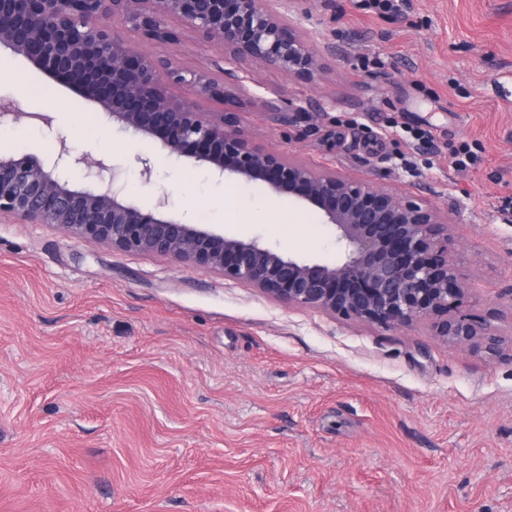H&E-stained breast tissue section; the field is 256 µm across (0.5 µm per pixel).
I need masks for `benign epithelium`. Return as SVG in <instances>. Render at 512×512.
Instances as JSON below:
<instances>
[{
    "label": "benign epithelium",
    "mask_w": 512,
    "mask_h": 512,
    "mask_svg": "<svg viewBox=\"0 0 512 512\" xmlns=\"http://www.w3.org/2000/svg\"><path fill=\"white\" fill-rule=\"evenodd\" d=\"M130 21L143 39L176 42L164 24L177 17L206 42L223 48L229 66L249 60L311 80L322 71L316 36L291 0H0V44L30 60L58 83L99 104L105 115L168 156L192 157L221 178L259 182L272 193L316 207L334 226L343 260L295 259L261 244L168 217L163 195L144 209L124 192L105 158L61 148L53 161L0 156V217L51 224L114 250L189 262L257 288L288 306L382 328L430 322L455 347L496 346L490 327L464 310L468 288L448 248V218L374 182L336 173L262 148L240 130L239 96L224 82L204 80L142 53L112 32L107 19ZM185 85L222 104L200 112L175 97ZM82 169L74 188L55 175L60 163Z\"/></svg>",
    "instance_id": "1"
}]
</instances>
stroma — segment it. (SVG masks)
I'll return each mask as SVG.
<instances>
[{
	"mask_svg": "<svg viewBox=\"0 0 512 512\" xmlns=\"http://www.w3.org/2000/svg\"><path fill=\"white\" fill-rule=\"evenodd\" d=\"M364 2L297 0L330 45L311 80L247 62L224 79L221 46L177 18L174 43L110 24L173 66L243 83L254 143L447 214L466 309L498 350L450 347L424 321L385 329L291 307L4 217L0 512H512V0H404L389 16ZM0 59V100L22 113L0 125V155L64 144L118 166L140 205L164 194L182 221L338 259L311 205L240 181L245 221L224 223L193 159L121 131L9 48ZM463 147L474 162L454 168ZM276 208L293 224L270 223Z\"/></svg>",
	"mask_w": 512,
	"mask_h": 512,
	"instance_id": "obj_1",
	"label": "stroma"
}]
</instances>
